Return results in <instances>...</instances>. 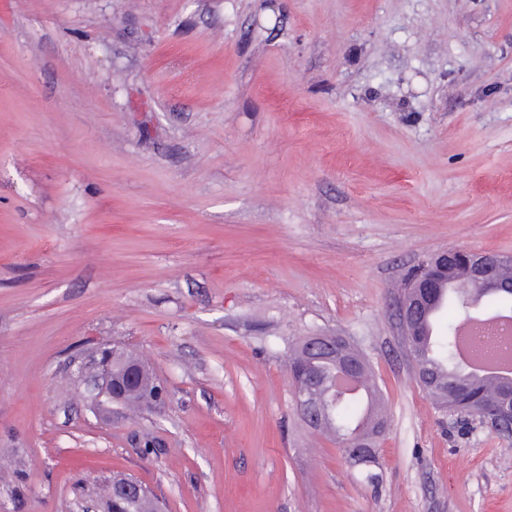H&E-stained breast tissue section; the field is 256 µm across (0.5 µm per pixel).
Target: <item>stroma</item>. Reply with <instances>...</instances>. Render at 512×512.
<instances>
[{"instance_id": "obj_1", "label": "stroma", "mask_w": 512, "mask_h": 512, "mask_svg": "<svg viewBox=\"0 0 512 512\" xmlns=\"http://www.w3.org/2000/svg\"><path fill=\"white\" fill-rule=\"evenodd\" d=\"M452 247L512 255V0H0V512L115 473L164 512H512V434L436 407L400 335ZM318 333L384 396L357 473L293 404ZM90 341L164 405L92 411ZM441 284L433 277L411 276L407 289L403 292L399 303V323L404 336L408 354L415 367V376L421 381L420 372L414 355L410 348L407 336L414 323L415 312L421 301L433 300L437 294H440ZM422 382V381H421Z\"/></svg>"}]
</instances>
